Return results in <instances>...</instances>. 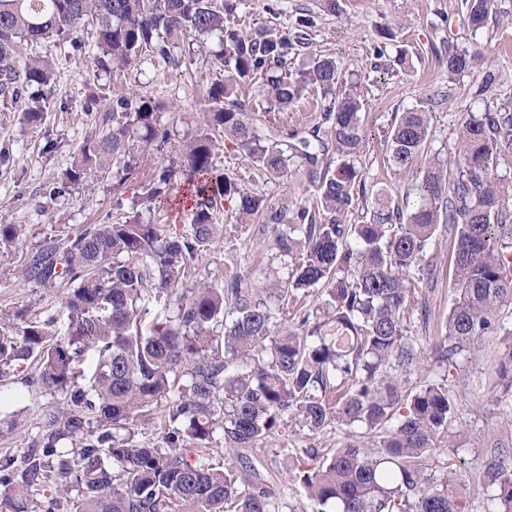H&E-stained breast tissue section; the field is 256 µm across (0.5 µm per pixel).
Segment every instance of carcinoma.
Instances as JSON below:
<instances>
[{"label": "carcinoma", "mask_w": 512, "mask_h": 512, "mask_svg": "<svg viewBox=\"0 0 512 512\" xmlns=\"http://www.w3.org/2000/svg\"><path fill=\"white\" fill-rule=\"evenodd\" d=\"M474 31L488 25L490 0H462ZM233 0H0V96L17 98L47 87L55 69L44 56L21 58L27 45L68 41L84 18L95 26L96 63L130 68L147 59L174 64L173 49L187 34L216 35L224 82L209 90L214 103L202 131L158 169L147 200L164 208L189 200L187 224H152L139 214L112 224H86L49 238L29 260L27 274L43 287L67 284V332L54 320L23 310L0 311V378L20 363L40 365L39 386L62 401L45 414L42 447L21 465L0 457V512H280L276 493L228 463L213 459L215 436L236 458L262 448L284 417L320 434L333 424L361 427L337 448L310 447L288 472L318 505L317 512H469L459 463L448 455L442 477L429 468L433 450H457L454 404L448 387H406L424 348L407 336L415 309L429 316L437 239L448 242L452 306L441 339L431 346L438 364H457L492 336H511L502 315L512 311V186L498 165L512 158V112L466 113L451 148L453 169L429 153L432 112L425 106L395 118L384 162L401 179L397 194L374 188L354 163L363 138L362 102L344 86L342 66L313 58L293 76L278 75L288 55L305 45L302 28L245 31L230 17ZM448 81L483 65L478 50L448 48ZM264 76L269 99L284 109L307 92L324 101L321 125L336 147V162L319 164L310 143L291 146L260 137L235 95L238 84ZM160 103L121 96L87 137L64 180L88 184L113 164L125 181L140 152L164 149ZM50 102L27 108L39 123ZM231 141L271 177L301 160L313 194L294 224L265 195L244 188L214 162L217 138ZM235 221L264 217L272 258L291 268L284 281L252 288L244 273L230 287L197 277L214 242L218 202ZM370 219L344 221L359 205ZM320 287L313 305L298 294ZM295 302L279 320L283 305ZM92 352L88 384L78 371ZM497 386L512 393V345L497 368ZM162 410L163 444L139 439L138 426ZM475 481L493 491L496 512H512V448L496 441ZM52 484L55 497L38 501Z\"/></svg>", "instance_id": "1"}]
</instances>
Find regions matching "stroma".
Segmentation results:
<instances>
[{
    "instance_id": "1",
    "label": "stroma",
    "mask_w": 512,
    "mask_h": 512,
    "mask_svg": "<svg viewBox=\"0 0 512 512\" xmlns=\"http://www.w3.org/2000/svg\"><path fill=\"white\" fill-rule=\"evenodd\" d=\"M340 5V12L332 14L322 0H237L234 21L245 29L290 31L299 20H310L309 43L289 55L285 70L295 73L312 55L341 61L346 79L355 84L363 104V147L355 163L369 182L397 185V175L383 162L385 136L395 114L417 106L420 99L439 91L446 96L435 108L430 124L431 148L442 152L450 149L464 113L512 108V0H495L493 20L478 31L468 27L461 0H341ZM385 25L393 27L396 45L408 49L413 60L410 71L397 70L388 57L375 55L379 30ZM74 37L83 42L82 52H72L70 46L52 39L36 48L37 54L49 55L56 64V80L44 90L54 108L42 122L23 121L27 96L0 99V148L9 149L11 155L9 166L0 167V224L21 227L18 243L0 250V309L51 316L61 329L69 323L65 288L42 287L25 274L29 258L46 238L66 236L85 224H109L134 213L156 224H184L188 218L168 209H149L146 201L154 170L167 165L172 156L168 149L143 152L140 175L124 182L110 175L96 180L93 190L76 185L57 199L46 195V187L64 178L79 145L94 132L113 98L132 91L161 103L160 120L178 145L197 133L204 112L211 108L208 89L224 79V68L216 59L221 45L215 37L202 47L181 41L174 50L178 66L144 62L121 72L96 66L90 26L75 28ZM451 46L481 49L482 68L449 81L443 58ZM488 71L497 76L496 84L489 88L483 83ZM238 97L246 104L250 122L264 136L309 140L320 122L323 103L317 94H307L287 111L278 112L271 109L262 81L256 78L239 86ZM215 157L226 173L242 186L266 195L284 215H292L307 196L304 170L269 177L228 142ZM215 221L222 230L203 258L202 274L225 281L245 270L256 288L285 278V269L270 258V231L262 220L237 224L229 211L221 209L216 211ZM436 252L439 261L429 296L430 315L425 318L414 313L408 325L410 338L423 348L440 338L452 303L447 245H438ZM503 350L502 337L495 336L457 366L446 368L430 357L407 376L411 388L429 382L448 386L461 444L459 454L464 459L459 478L470 486L471 512L495 509L490 492L474 485L473 477L490 448L489 435L505 430L507 417H512V397L503 395L496 385V367ZM38 373V365L27 363L17 367L9 381L0 383V457L22 459L47 433L44 414L57 405L58 398L33 386ZM11 415L19 419V428L6 425L5 419ZM347 433L346 426L334 425L315 436L290 420L280 428L271 447L250 453L248 459L287 507L294 512H313L299 484L271 460L299 454L312 445L336 447Z\"/></svg>"
}]
</instances>
